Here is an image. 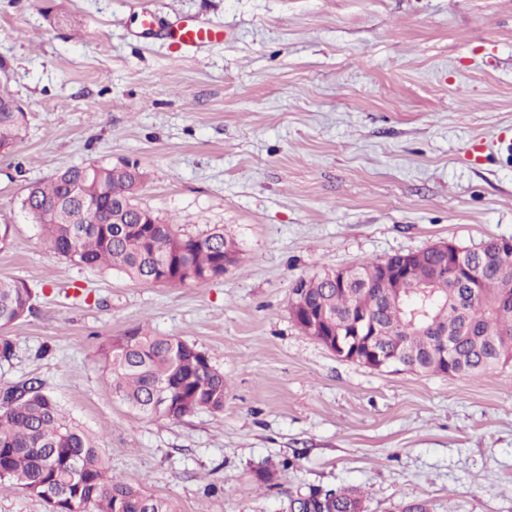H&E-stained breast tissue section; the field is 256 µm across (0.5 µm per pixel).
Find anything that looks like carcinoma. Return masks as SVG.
<instances>
[{
	"mask_svg": "<svg viewBox=\"0 0 512 512\" xmlns=\"http://www.w3.org/2000/svg\"><path fill=\"white\" fill-rule=\"evenodd\" d=\"M22 111L0 112V151L21 139ZM143 173L135 165H76L34 185L39 199L34 221L50 248L78 264L116 270L131 280L151 283L164 276L170 285L208 281L210 270L228 251L238 255L224 229L192 235L136 203ZM100 203L107 224L70 222L71 190ZM135 215L139 223L126 218ZM440 258L427 254L405 279L387 286L380 279L382 261L356 266L368 287L353 294L334 288H312L305 297L292 289L293 300L316 304L343 318L362 311L376 321L384 340L393 342L415 372L427 373L440 351L438 332L448 329V375H487L512 362V295H504L500 279H512V259L487 271L477 294L443 282L431 310L432 325L412 324L404 304L433 275ZM33 294L25 283L0 279V329L26 317ZM112 395L148 417L180 419L200 411L224 410V373L208 356L175 336L137 328L102 349ZM44 500L50 512H69L70 502L89 499L96 512H177L172 500L148 493L143 486L112 476L92 435L67 419L60 404L34 383L16 396L0 400V482ZM310 490L302 504L313 512H347L350 501L362 500L353 487Z\"/></svg>",
	"mask_w": 512,
	"mask_h": 512,
	"instance_id": "cac0c4a2",
	"label": "carcinoma"
}]
</instances>
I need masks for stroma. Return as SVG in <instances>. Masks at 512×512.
Listing matches in <instances>:
<instances>
[{
    "mask_svg": "<svg viewBox=\"0 0 512 512\" xmlns=\"http://www.w3.org/2000/svg\"><path fill=\"white\" fill-rule=\"evenodd\" d=\"M182 16L223 42L178 49ZM1 80L27 121L0 153V279L24 281L33 309L0 331V390L40 382L114 475L179 512H284L349 485L367 512H512V364L374 370L291 314L297 279L512 239V157L474 152L512 127V0H0ZM127 163L143 207L191 234L223 226L239 263L147 285L55 254L28 187ZM141 326L206 353L223 411L171 420L113 399L100 349Z\"/></svg>",
    "mask_w": 512,
    "mask_h": 512,
    "instance_id": "1",
    "label": "stroma"
}]
</instances>
